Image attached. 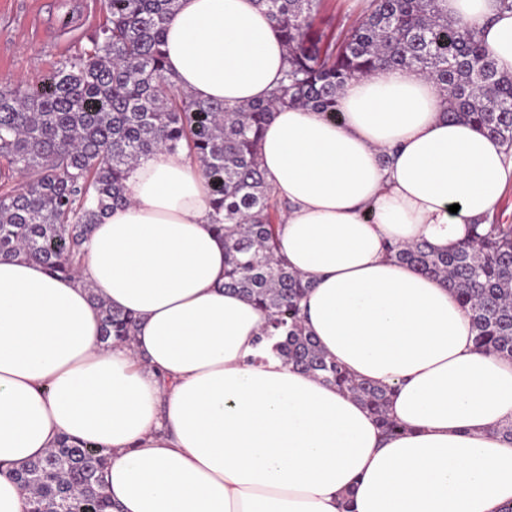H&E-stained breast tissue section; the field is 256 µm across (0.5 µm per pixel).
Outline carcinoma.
Here are the masks:
<instances>
[{
  "instance_id": "obj_1",
  "label": "carcinoma",
  "mask_w": 512,
  "mask_h": 512,
  "mask_svg": "<svg viewBox=\"0 0 512 512\" xmlns=\"http://www.w3.org/2000/svg\"><path fill=\"white\" fill-rule=\"evenodd\" d=\"M287 53L281 85L265 101L229 110L201 103L167 77L165 25L179 0H107L90 47L66 57L50 90L0 92V259L25 257L48 273L78 276L93 227L128 202V169L159 150L187 148L211 185L224 234V287L266 318L261 337L281 336L285 361L363 403L387 434L392 390L358 380L329 358L302 324L314 282L277 253L284 208L265 182L258 145L282 106L338 115L345 83L393 67L413 68L442 92L451 121L474 124L512 150V74L498 70L477 28L448 17L439 0H360L338 28L320 27L329 0H257ZM19 172L32 178L18 182ZM448 251L425 241L385 250L449 284L476 347L512 360V224L495 219ZM101 338L127 343L137 318L89 289ZM108 448L62 436L13 472L29 512H112L103 490Z\"/></svg>"
}]
</instances>
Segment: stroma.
<instances>
[{
  "instance_id": "35a3bbf8",
  "label": "stroma",
  "mask_w": 512,
  "mask_h": 512,
  "mask_svg": "<svg viewBox=\"0 0 512 512\" xmlns=\"http://www.w3.org/2000/svg\"><path fill=\"white\" fill-rule=\"evenodd\" d=\"M105 14L104 0H0V88L46 82Z\"/></svg>"
}]
</instances>
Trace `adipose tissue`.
Listing matches in <instances>:
<instances>
[{
  "mask_svg": "<svg viewBox=\"0 0 512 512\" xmlns=\"http://www.w3.org/2000/svg\"><path fill=\"white\" fill-rule=\"evenodd\" d=\"M512 73V12L445 0ZM166 73L227 109L268 98L286 50L256 0H179ZM330 121L280 108L259 165L287 201L280 253L315 286L304 326L357 379L389 386L404 432L261 339L224 287V237L186 150L134 164L127 205L85 245L79 277L0 261V512H29L14 468L60 436L111 449L113 512H504L512 507V360L477 349L446 284L388 243L470 238L512 183L502 143L444 114L436 84L394 67L349 80ZM390 163L381 166L379 157ZM458 205L450 213V205ZM136 316L104 345L88 290Z\"/></svg>",
  "mask_w": 512,
  "mask_h": 512,
  "instance_id": "obj_1",
  "label": "adipose tissue"
}]
</instances>
